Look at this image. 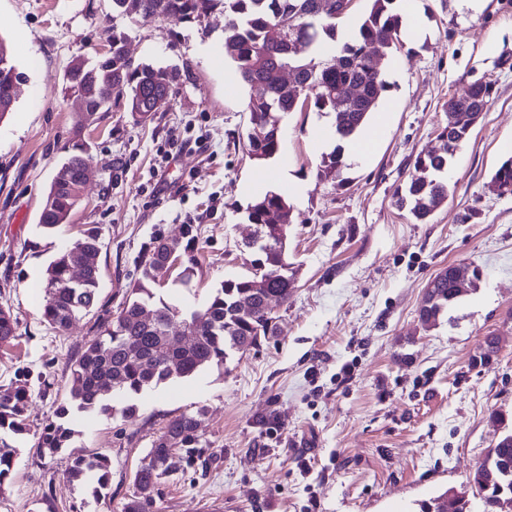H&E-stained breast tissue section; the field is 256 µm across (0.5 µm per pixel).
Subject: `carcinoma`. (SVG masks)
<instances>
[{
	"mask_svg": "<svg viewBox=\"0 0 512 512\" xmlns=\"http://www.w3.org/2000/svg\"><path fill=\"white\" fill-rule=\"evenodd\" d=\"M112 0V11L121 15L163 17L174 23H202L218 11L224 14V57L233 62L242 83L257 86L260 93L249 97V117L273 128L286 114L304 106L301 91L306 85L315 90L311 105L334 117L335 132L342 138L354 135L368 121L387 83L372 62H381L400 44L401 18L393 9L394 0H371L367 14L354 37L337 52L325 55L327 43L336 41V0ZM112 51L93 60L75 59L72 65L85 72L88 83L81 91L88 97L87 109L98 114L120 104L127 110L148 114L154 102L176 93L175 77L163 68L134 64L125 49V38L112 34ZM489 86L473 82L448 100L445 135L460 143L469 135V117L484 112L490 102ZM9 75L0 74V119L13 108ZM281 138L254 143L252 130L246 132L245 147L250 159L264 162L280 150ZM448 146L435 154H419L407 182L394 193L395 203L424 223L448 198L444 175L448 172ZM70 183L83 185L89 155L84 144L76 142L65 160ZM346 163L340 152L322 158V174L341 177ZM499 196L512 194V157L503 161L489 182ZM48 195L52 210L39 216V225L51 230L67 223L79 202L70 187L52 183ZM291 205L276 192L268 191L245 209L250 224H270L290 219ZM186 244L178 240L158 241L144 256L140 278L131 297L113 320L105 321L98 336L91 339L71 371L69 404L58 410L59 421L48 423L38 448L55 453L67 447L74 434L69 415L96 414L114 417L136 410L122 406L123 398L138 395L174 378H188L210 368L221 369L236 354L260 346L274 335L267 313L271 302H286L293 281L286 268V247L271 252H252L248 273L227 279L210 296L204 307L189 313L156 297L154 285L170 257L192 249L196 228L184 225ZM102 250L101 228L83 231L70 248L64 249L46 270L42 318L58 332L67 330L81 314L96 305L100 288ZM82 269V278H73V266ZM266 287L252 288L256 274ZM424 322L434 326L441 315L457 302L447 275H436ZM184 316L192 324L194 341H173V320ZM18 320L11 310L0 306V344L17 338ZM29 371L20 368L14 384L0 390V485L11 475L18 448L4 435H24L28 431L25 407L29 396ZM201 445L198 422L183 413L169 420L152 443L146 461L135 471L133 492L122 512H151L158 486L170 476L169 460L177 452L194 457ZM111 458L103 453L77 457L68 468L71 479H91L94 494L108 487ZM489 512H502V500L512 498V430L504 433L489 450L472 477Z\"/></svg>",
	"mask_w": 512,
	"mask_h": 512,
	"instance_id": "cac0c4a2",
	"label": "carcinoma"
}]
</instances>
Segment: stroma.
I'll return each mask as SVG.
<instances>
[{
    "label": "stroma",
    "instance_id": "35a3bbf8",
    "mask_svg": "<svg viewBox=\"0 0 512 512\" xmlns=\"http://www.w3.org/2000/svg\"><path fill=\"white\" fill-rule=\"evenodd\" d=\"M426 35L402 43L385 72L376 112L385 131L341 179L318 178L330 146L314 126L332 116L287 114L278 156L245 151L248 88L224 57V17L203 24L113 13L111 0H0V41L24 79L0 119V305L19 321L0 345V387L31 373L28 432L0 487V512H121L132 479L168 420L196 415L199 458L174 455L153 512H417L418 503L469 485L478 463L512 427V195L488 188L512 156V0H485L470 18L458 0H421ZM124 33L135 62L168 69L177 94L147 122L116 108L78 127L64 72L105 54ZM493 85L490 106L448 167V198L425 224L393 199L417 154L437 147L449 98L470 82ZM202 137L168 166L173 130ZM89 145L93 174L68 223L39 226L51 180L74 141ZM288 262L297 283L275 304V334L223 369H209L137 397L134 415L78 421L56 455H39L43 427L68 393L71 366L99 326L117 316L158 239L183 236L197 217L193 252L180 254L158 297L188 312L224 280L247 274L242 240L247 183L288 190ZM191 190L179 192L183 182ZM102 229L98 303L66 333L42 319L46 269L91 226ZM481 277L434 327L418 310L427 282L451 265ZM499 349L478 357L487 337ZM351 366L345 378L343 366ZM506 424L494 421L496 413ZM112 459L107 493L69 480L74 457Z\"/></svg>",
    "mask_w": 512,
    "mask_h": 512
}]
</instances>
